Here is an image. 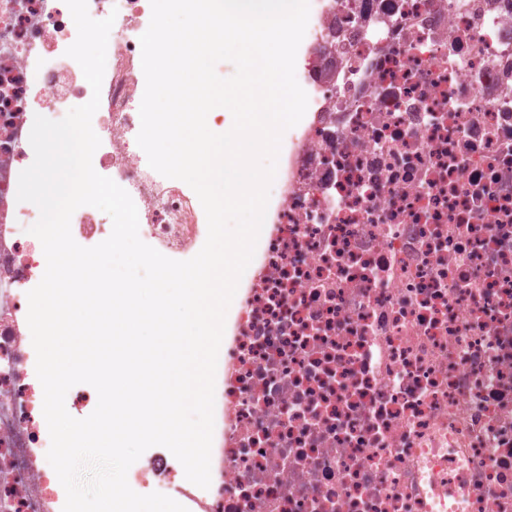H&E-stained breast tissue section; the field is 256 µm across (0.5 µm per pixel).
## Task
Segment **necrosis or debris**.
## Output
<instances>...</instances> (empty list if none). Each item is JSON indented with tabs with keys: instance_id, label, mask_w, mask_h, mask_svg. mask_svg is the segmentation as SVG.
<instances>
[{
	"instance_id": "obj_1",
	"label": "necrosis or debris",
	"mask_w": 512,
	"mask_h": 512,
	"mask_svg": "<svg viewBox=\"0 0 512 512\" xmlns=\"http://www.w3.org/2000/svg\"><path fill=\"white\" fill-rule=\"evenodd\" d=\"M87 6L116 17L92 165L158 250L192 254L200 201L136 142L150 0ZM76 38L65 0H0V512L64 506L27 323L40 211L17 191L35 116L92 97ZM303 41L308 107L215 375L211 484L160 453L128 483L187 512H512V0H328Z\"/></svg>"
}]
</instances>
